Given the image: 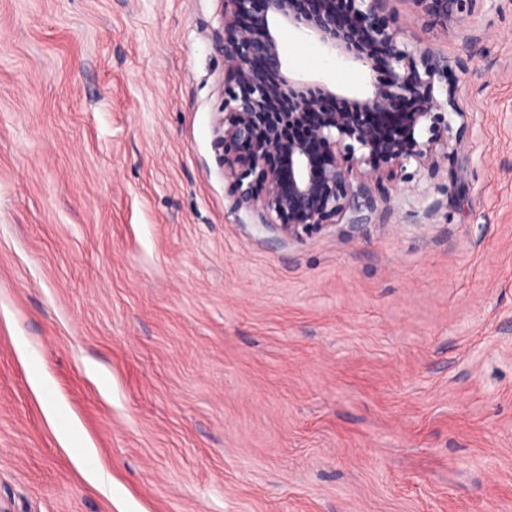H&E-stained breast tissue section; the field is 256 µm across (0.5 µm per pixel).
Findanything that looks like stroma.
Returning <instances> with one entry per match:
<instances>
[{"mask_svg": "<svg viewBox=\"0 0 512 512\" xmlns=\"http://www.w3.org/2000/svg\"><path fill=\"white\" fill-rule=\"evenodd\" d=\"M396 9L461 64L467 175L297 244L227 208L217 0H0V512H512V10ZM413 6L414 19L445 35L470 32L472 40L482 37L478 14L486 0H407Z\"/></svg>", "mask_w": 512, "mask_h": 512, "instance_id": "obj_1", "label": "stroma"}]
</instances>
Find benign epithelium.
<instances>
[{"label": "benign epithelium", "instance_id": "7a95c632", "mask_svg": "<svg viewBox=\"0 0 512 512\" xmlns=\"http://www.w3.org/2000/svg\"><path fill=\"white\" fill-rule=\"evenodd\" d=\"M220 2L215 45L224 54V105L213 145L230 213L244 210L276 239L298 244L345 225L357 233L365 224H388L407 164L436 173L448 163L450 142L468 121L458 86L448 79L452 62L405 41V29L392 14L393 0ZM409 2L426 27L481 39L478 14L485 0ZM278 24L372 73L378 60L368 47L385 48L386 80L372 83L365 96L347 98L349 108L321 112L309 122L324 98L338 93L320 80L283 73ZM264 67L281 72V79L267 81ZM281 98L294 111H266L268 101ZM406 101L413 104L409 112L401 111ZM285 123L303 125V133L284 139Z\"/></svg>", "mask_w": 512, "mask_h": 512}]
</instances>
